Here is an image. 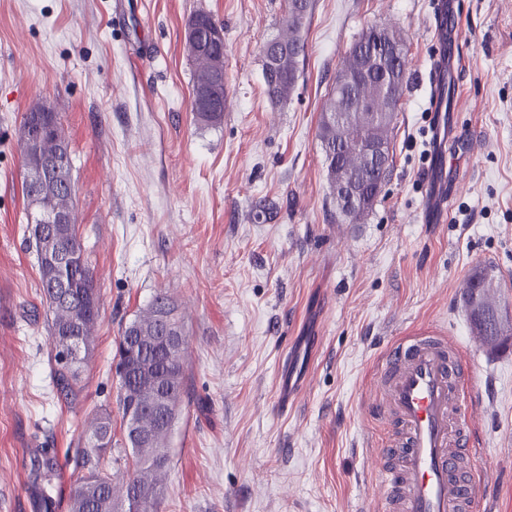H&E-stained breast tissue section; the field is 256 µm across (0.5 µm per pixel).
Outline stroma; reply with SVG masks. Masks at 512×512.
Instances as JSON below:
<instances>
[{"mask_svg":"<svg viewBox=\"0 0 512 512\" xmlns=\"http://www.w3.org/2000/svg\"><path fill=\"white\" fill-rule=\"evenodd\" d=\"M307 53L282 102L263 48L285 0H0V512H68L90 421L116 405L119 330L167 293L187 334V396L161 512H376L387 437L370 415L374 361L428 330L455 336L483 395L488 512H512V344L472 346L461 290L492 268L512 317V0H456L466 65L449 147L463 179L450 220L421 219L430 151L433 0H312ZM224 25L221 124L191 110L196 12ZM383 24L408 48L395 161L372 210L338 220L318 125L352 44ZM50 102L72 149L78 233L101 317L75 398L52 378L26 238L18 129ZM478 141L477 153L465 145ZM306 390L276 407L283 359ZM56 456L50 481L34 457Z\"/></svg>","mask_w":512,"mask_h":512,"instance_id":"1","label":"stroma"}]
</instances>
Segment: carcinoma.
Here are the masks:
<instances>
[{
  "label": "carcinoma",
  "instance_id": "1",
  "mask_svg": "<svg viewBox=\"0 0 512 512\" xmlns=\"http://www.w3.org/2000/svg\"><path fill=\"white\" fill-rule=\"evenodd\" d=\"M311 10V0H286L288 36L277 38L285 53L276 63L264 62L266 93L272 100L288 99L296 85L307 49L301 30ZM192 20L200 32L199 52L190 55L196 62L193 89L205 90L222 106L224 54L213 50L211 37L224 33V26L205 12L196 13ZM388 46L398 48L403 56L407 53L406 42L398 31L379 25L363 30L348 51L344 65L337 70L321 112L318 136L327 180L337 213L351 222L372 209L378 198V185L387 182L393 166L391 133L406 89V71L389 61L368 65L371 58L384 55ZM47 113H55L54 108L37 102L25 113L19 127L25 169L33 164L24 136L26 123ZM49 143L63 148L66 163L59 177L38 188L24 183L26 219L29 247L37 258L52 346L56 349L67 340L73 345L74 356L70 361L62 363L54 358L57 386L62 394L69 396L80 364L92 352L100 303L89 262L70 273L46 264L43 259L48 247L57 252L71 248L84 250L77 225L40 223L46 210H64L70 205L67 183L72 181V157L59 120L53 126ZM370 145L382 148L375 159L367 158L365 148ZM344 188L359 192L358 205L347 206L342 197ZM495 287L494 275L486 269L477 270L465 283L462 297L472 329L479 332L484 343L501 346L512 339V329L498 328L496 302L487 294V289ZM172 326L183 327L181 316L171 298L160 292L146 309L121 328L115 364L116 404L132 473L120 480L101 466V456L112 447L113 440L112 410L108 408L91 423L85 448L74 458L84 474L72 491L70 512H159L170 439L185 393L187 347L163 354L154 351L159 337Z\"/></svg>",
  "mask_w": 512,
  "mask_h": 512
}]
</instances>
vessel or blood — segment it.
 Segmentation results:
<instances>
[{
	"instance_id": "1",
	"label": "vessel or blood",
	"mask_w": 512,
	"mask_h": 512,
	"mask_svg": "<svg viewBox=\"0 0 512 512\" xmlns=\"http://www.w3.org/2000/svg\"><path fill=\"white\" fill-rule=\"evenodd\" d=\"M451 0H435L432 26L440 45L430 70L432 181L425 220L443 223L458 181L446 158L449 40L457 33ZM473 370L454 336H407L389 346L377 365L374 411L391 431L378 454L385 461L379 512H480L490 490L475 463L483 401L466 379Z\"/></svg>"
}]
</instances>
